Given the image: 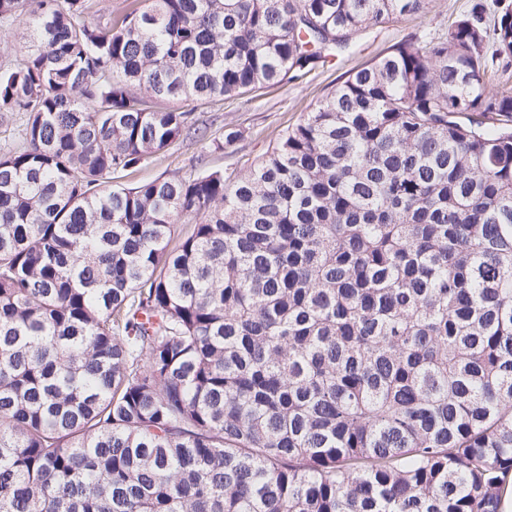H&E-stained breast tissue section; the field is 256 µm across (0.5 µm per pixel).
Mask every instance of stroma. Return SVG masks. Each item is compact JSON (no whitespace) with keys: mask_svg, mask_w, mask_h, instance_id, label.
<instances>
[{"mask_svg":"<svg viewBox=\"0 0 512 512\" xmlns=\"http://www.w3.org/2000/svg\"><path fill=\"white\" fill-rule=\"evenodd\" d=\"M471 3L472 0H428L421 13L407 14L363 32L349 53L330 59L302 82H284L219 104H196L197 116L211 124L212 137L222 138L225 126L231 125L241 130V139L221 150L185 140L175 149L150 159L129 175V182L175 172L189 174L200 156L209 168L248 170L288 127L310 112L349 74L384 55L402 39L447 26L449 19L467 10Z\"/></svg>","mask_w":512,"mask_h":512,"instance_id":"35a3bbf8","label":"stroma"}]
</instances>
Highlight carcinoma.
<instances>
[{
  "instance_id": "cac0c4a2",
  "label": "carcinoma",
  "mask_w": 512,
  "mask_h": 512,
  "mask_svg": "<svg viewBox=\"0 0 512 512\" xmlns=\"http://www.w3.org/2000/svg\"><path fill=\"white\" fill-rule=\"evenodd\" d=\"M427 0H0V512H500L512 5L348 75L245 173L113 187L192 103ZM188 230L177 235L175 226ZM147 2L144 0H91L92 12L98 21L106 23L112 18L132 9H143ZM24 28L21 23L2 26L0 30V65H4L14 58L15 52L26 45Z\"/></svg>"
}]
</instances>
